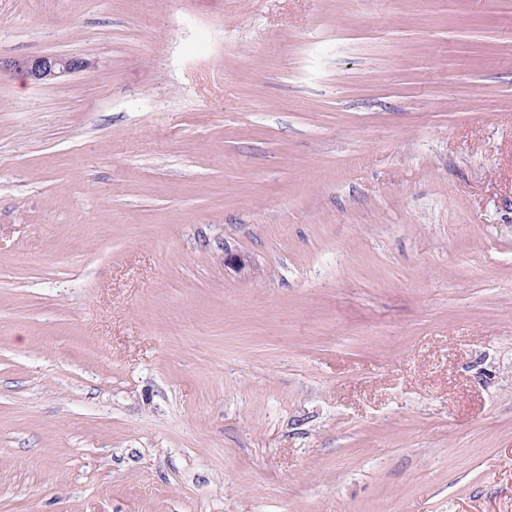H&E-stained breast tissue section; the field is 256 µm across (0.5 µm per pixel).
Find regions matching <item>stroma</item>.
I'll use <instances>...</instances> for the list:
<instances>
[{
  "label": "stroma",
  "instance_id": "1",
  "mask_svg": "<svg viewBox=\"0 0 512 512\" xmlns=\"http://www.w3.org/2000/svg\"><path fill=\"white\" fill-rule=\"evenodd\" d=\"M44 54L0 512H512V0H0Z\"/></svg>",
  "mask_w": 512,
  "mask_h": 512
}]
</instances>
